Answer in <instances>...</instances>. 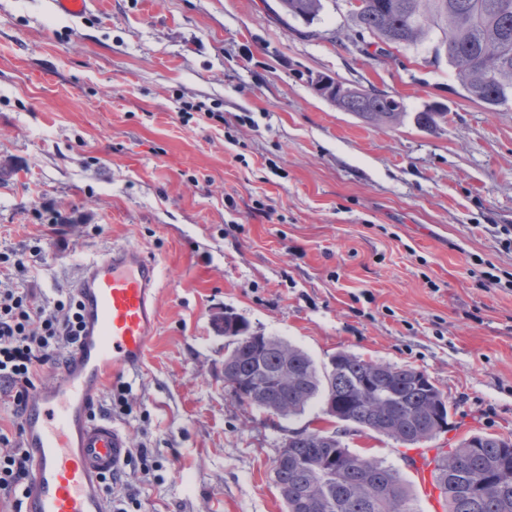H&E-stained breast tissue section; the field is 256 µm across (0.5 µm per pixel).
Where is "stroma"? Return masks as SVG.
<instances>
[{"label":"stroma","instance_id":"stroma-1","mask_svg":"<svg viewBox=\"0 0 512 512\" xmlns=\"http://www.w3.org/2000/svg\"><path fill=\"white\" fill-rule=\"evenodd\" d=\"M276 0H0V251L39 245L25 280L53 306L82 262L115 246L156 261L159 320L112 410L131 447L119 492L139 512H284L288 434L338 432L443 512L415 449L310 404L279 418L224 383V315L303 349L423 371L447 396L451 448L512 438V103L468 98L427 48L375 61L342 0L280 23ZM347 39L333 41L334 32ZM403 102L375 127L310 76ZM448 109L430 131L415 115ZM499 284H490L487 271Z\"/></svg>","mask_w":512,"mask_h":512}]
</instances>
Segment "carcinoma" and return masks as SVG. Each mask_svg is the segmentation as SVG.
I'll return each instance as SVG.
<instances>
[{"label":"carcinoma","instance_id":"cac0c4a2","mask_svg":"<svg viewBox=\"0 0 512 512\" xmlns=\"http://www.w3.org/2000/svg\"><path fill=\"white\" fill-rule=\"evenodd\" d=\"M279 15L312 24L323 0H279ZM349 16L361 34L362 52L393 57L391 49L419 47L434 39L435 56L446 52L469 97L491 107L512 100V0H349ZM346 112L386 125L405 116L403 102L356 88L338 100ZM224 363L231 376L257 378L264 388L237 400L282 418L300 415L314 401L336 404V419L403 445L436 438L448 427V401L421 370L368 361L339 352L335 367L321 372L300 348L276 336L257 343L240 337L227 315ZM292 377L283 382V367ZM293 461L275 467L286 512H414L411 491L400 474L382 462L351 452L340 439L319 445L304 435L290 445ZM434 484L445 512H512V440L474 434L434 459Z\"/></svg>","mask_w":512,"mask_h":512}]
</instances>
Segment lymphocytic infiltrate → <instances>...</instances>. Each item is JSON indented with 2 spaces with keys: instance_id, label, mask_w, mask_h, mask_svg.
<instances>
[{
  "instance_id": "1",
  "label": "lymphocytic infiltrate",
  "mask_w": 512,
  "mask_h": 512,
  "mask_svg": "<svg viewBox=\"0 0 512 512\" xmlns=\"http://www.w3.org/2000/svg\"><path fill=\"white\" fill-rule=\"evenodd\" d=\"M41 248L30 253L0 252V400L21 413L23 405L47 370L56 368L71 352L82 328L75 295L60 293L53 308L41 304L33 289L11 282L42 264ZM28 479L27 457L19 432L0 428V502L22 512V492Z\"/></svg>"
}]
</instances>
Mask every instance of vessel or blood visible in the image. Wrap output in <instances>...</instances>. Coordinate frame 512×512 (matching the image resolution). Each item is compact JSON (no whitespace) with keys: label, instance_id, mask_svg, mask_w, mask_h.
I'll return each instance as SVG.
<instances>
[{"label":"vessel or blood","instance_id":"obj_1","mask_svg":"<svg viewBox=\"0 0 512 512\" xmlns=\"http://www.w3.org/2000/svg\"><path fill=\"white\" fill-rule=\"evenodd\" d=\"M156 262L115 247L85 262L73 284L84 316L77 345L21 416L29 462L23 512H110L101 484L126 467V431L92 406L106 378L138 368L158 320Z\"/></svg>","mask_w":512,"mask_h":512}]
</instances>
